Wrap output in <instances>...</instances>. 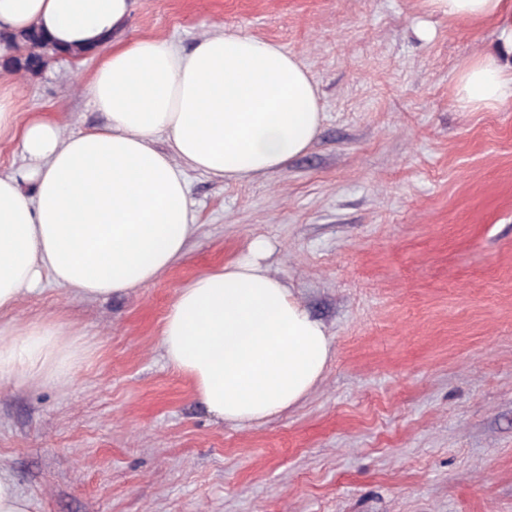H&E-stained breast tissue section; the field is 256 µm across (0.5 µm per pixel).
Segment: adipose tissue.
Listing matches in <instances>:
<instances>
[{"instance_id": "adipose-tissue-1", "label": "adipose tissue", "mask_w": 512, "mask_h": 512, "mask_svg": "<svg viewBox=\"0 0 512 512\" xmlns=\"http://www.w3.org/2000/svg\"><path fill=\"white\" fill-rule=\"evenodd\" d=\"M449 21L492 23L495 44L461 65V111L512 99V8L506 0H426ZM134 0H0V33L46 32L103 58L89 87L105 128L63 136L35 118L17 126L0 88V139L24 164L0 177V314L52 279L87 299L121 296L178 263L196 226L187 170L247 181L284 167L316 138L324 115L296 57L246 35L219 34L183 51L167 41L113 37ZM166 149H158L157 139ZM269 243L200 275L162 320L169 366L219 419L257 423L299 403L332 356L323 326L271 274ZM86 352L60 322L0 326V381L63 382Z\"/></svg>"}]
</instances>
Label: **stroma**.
Masks as SVG:
<instances>
[{
  "label": "stroma",
  "instance_id": "obj_1",
  "mask_svg": "<svg viewBox=\"0 0 512 512\" xmlns=\"http://www.w3.org/2000/svg\"><path fill=\"white\" fill-rule=\"evenodd\" d=\"M223 32L296 55L316 140L250 181L189 172L186 255L134 293L47 279L23 297L11 319L63 322L87 357L65 382L0 383V466L33 512H512V100L453 97L492 25L423 0H135L119 39L189 50ZM100 60L0 86L19 121L99 130ZM257 238L333 356L300 404L234 426L166 364L159 329L179 288Z\"/></svg>",
  "mask_w": 512,
  "mask_h": 512
}]
</instances>
